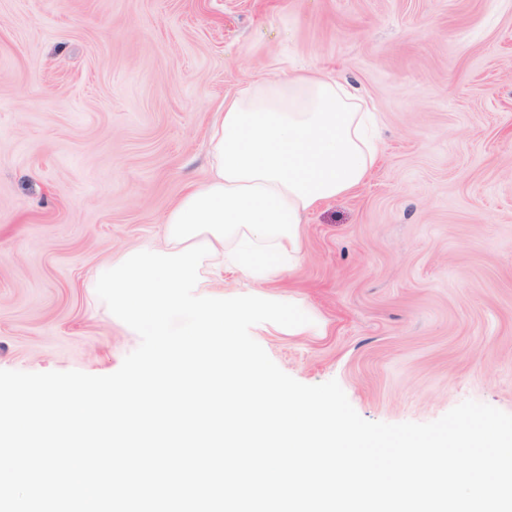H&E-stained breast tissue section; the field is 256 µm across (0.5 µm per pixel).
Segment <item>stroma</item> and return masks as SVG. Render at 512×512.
Returning <instances> with one entry per match:
<instances>
[{
    "instance_id": "stroma-1",
    "label": "stroma",
    "mask_w": 512,
    "mask_h": 512,
    "mask_svg": "<svg viewBox=\"0 0 512 512\" xmlns=\"http://www.w3.org/2000/svg\"><path fill=\"white\" fill-rule=\"evenodd\" d=\"M275 67L345 77L380 152L309 212L304 258L214 298H287L250 334L374 422L512 413V0H0V370L116 372L139 343L87 283L208 176L226 97Z\"/></svg>"
}]
</instances>
